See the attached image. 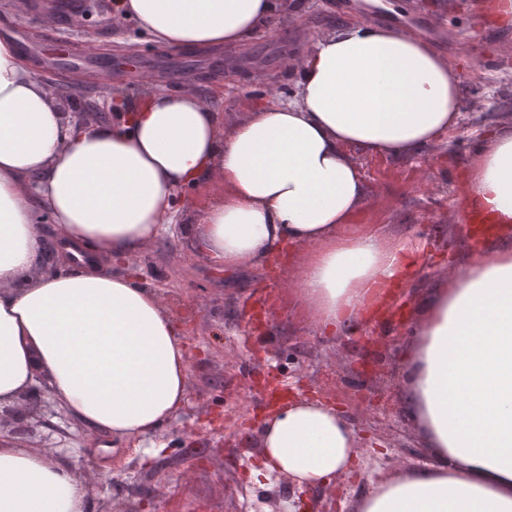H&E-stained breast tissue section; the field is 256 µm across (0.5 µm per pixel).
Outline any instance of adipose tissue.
I'll use <instances>...</instances> for the list:
<instances>
[{
	"label": "adipose tissue",
	"instance_id": "adipose-tissue-1",
	"mask_svg": "<svg viewBox=\"0 0 512 512\" xmlns=\"http://www.w3.org/2000/svg\"><path fill=\"white\" fill-rule=\"evenodd\" d=\"M278 0H119L156 43L184 54L248 41ZM291 61L294 101L266 100L224 129L196 94L116 101L111 125L61 112L0 34V411L45 374L65 412L116 437L147 436L186 395L181 325L135 274H102L165 229L173 193L215 177L198 240L249 270L289 243L305 253L302 304L328 335L391 293L415 252L355 223L367 186L352 152L414 156L459 122L456 69L425 38L365 19L331 25ZM469 206L499 237L471 250L430 297L407 355L410 407L434 462L373 485L359 512H512V125L493 124L465 175ZM84 270L32 278L39 213ZM267 474L297 488L357 465L360 439L336 406L296 397L264 421ZM0 512H91L70 460L0 439Z\"/></svg>",
	"mask_w": 512,
	"mask_h": 512
}]
</instances>
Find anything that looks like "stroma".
Returning <instances> with one entry per match:
<instances>
[{
    "instance_id": "35a3bbf8",
    "label": "stroma",
    "mask_w": 512,
    "mask_h": 512,
    "mask_svg": "<svg viewBox=\"0 0 512 512\" xmlns=\"http://www.w3.org/2000/svg\"><path fill=\"white\" fill-rule=\"evenodd\" d=\"M295 15L281 14L276 31L259 30L247 43L211 54L184 55L156 44L134 21L119 19L117 0H87L78 18L44 13L33 27L34 0L0 6V32L9 31L33 62L40 81L73 87L66 112L95 106L112 120L113 96L136 100L149 92L190 90L218 111L225 125L244 117L253 99H293L298 75L287 66L300 36L369 14L427 38L460 72L464 101L456 133L418 156L354 154L369 198L356 221L417 247L418 263L400 290L418 310L480 235L464 223L463 176L494 113L512 122V24L490 21L483 0H299ZM110 49L107 78L83 79L79 59ZM151 82L130 85L133 74ZM223 190L214 180L174 197L172 222L162 236L124 259L103 265L106 274L135 272L184 331L189 352L186 400L154 434L118 439L88 429L71 416L46 415L35 438L70 451L80 472L91 473L92 512H358L363 495L381 481L428 469L425 447L408 406L407 354L413 323L392 314L361 323L357 332L327 336L298 307L301 250L283 252L247 272L213 265L183 225L200 223L207 202ZM363 336L380 337L370 349L375 365L365 378L352 357ZM273 372L278 397L329 400L360 433L356 470L340 486L303 490L286 478L260 474L259 432L277 399L252 383Z\"/></svg>"
}]
</instances>
